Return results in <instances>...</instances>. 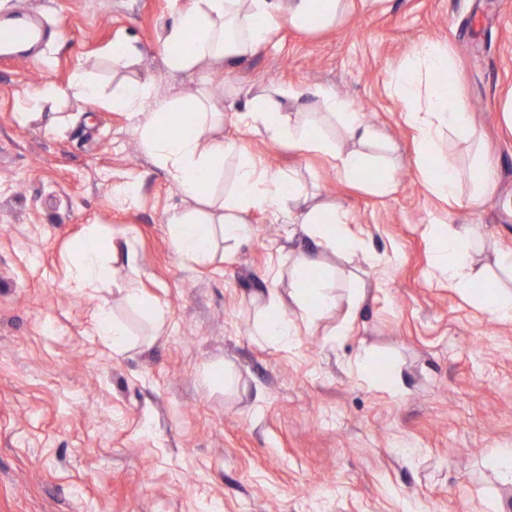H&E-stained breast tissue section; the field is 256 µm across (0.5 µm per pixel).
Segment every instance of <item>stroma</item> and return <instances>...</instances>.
<instances>
[{
    "instance_id": "1",
    "label": "stroma",
    "mask_w": 512,
    "mask_h": 512,
    "mask_svg": "<svg viewBox=\"0 0 512 512\" xmlns=\"http://www.w3.org/2000/svg\"><path fill=\"white\" fill-rule=\"evenodd\" d=\"M40 39L0 61V512H512V486L483 466L512 448V322L432 277L433 224H476L479 262L512 251V0H350L335 26H281L271 45L212 71L167 73L159 36L172 0H0ZM141 50L113 65L112 42ZM425 43L448 49L495 170L476 205L432 195L415 131L387 84ZM105 87L152 80L159 99L199 84L334 91L395 145L392 192L342 180L333 160L273 144L225 113V139L347 213L361 254L340 257L288 214L248 216L240 241L181 259L165 222L180 198L140 149L128 113L60 100L67 124H16L27 89L77 68ZM96 226L113 245L104 296L129 332L122 351L91 331L95 305L69 288L70 255ZM136 262L127 265L124 256ZM335 272L336 312L283 348L258 334L270 293L294 286L279 256ZM364 285L358 310L350 288ZM165 315L155 327L151 308ZM393 365L399 393L349 367Z\"/></svg>"
}]
</instances>
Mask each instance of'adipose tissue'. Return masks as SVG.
<instances>
[{
	"label": "adipose tissue",
	"instance_id": "adipose-tissue-1",
	"mask_svg": "<svg viewBox=\"0 0 512 512\" xmlns=\"http://www.w3.org/2000/svg\"><path fill=\"white\" fill-rule=\"evenodd\" d=\"M345 4L346 0H178L172 24L161 33L163 65L172 74L227 65L267 47L280 25L300 29L334 26ZM451 67L446 47L426 43L406 66L390 73L389 87L402 101L407 123L418 133L419 156L424 160L421 175L429 192L456 202L462 199L459 173L440 147L443 134L452 132L472 145L481 144L482 138L460 87L442 80ZM104 92L92 72L79 68L66 86L45 82L27 91L28 105L16 112L15 120L25 126L42 119L51 126L57 118L40 116L43 103L70 97L94 105ZM111 94L113 107L129 113L141 149L169 171L182 197L183 208L173 211L167 222L171 243L186 260L207 262L215 234L228 241L246 236L250 211L261 209L275 215L283 203L293 208L297 223L305 225L307 233L326 248L351 255L362 249L360 238L335 206L313 201L295 178L258 170L246 149L217 138L215 132L223 125L225 112H234L237 124L271 143L330 156L336 161L337 174L346 181L365 180V173L373 170L376 178L365 181L376 193H387L393 185L390 167L371 153L372 148L386 147V140L350 112L341 97L321 88L314 92L316 102L339 120L342 140L332 139L317 127L305 131L284 122L282 112L298 106L301 95L282 89L247 91L239 102L218 101L201 91L166 101L154 98L152 82L131 80L119 83ZM229 158L235 161L230 190L223 198L208 202V209H201L207 187L222 181ZM431 235L437 251L435 269L449 287L488 306L498 318L511 320L512 288L489 284L485 268L477 264L478 228L435 224ZM287 260L295 276L288 300L298 307L299 316L288 317L284 309L288 300L273 299L264 305L258 329L261 336L283 347L296 342L298 323L315 324L331 315L340 300L327 281L326 264L302 252L288 255ZM111 278L112 268L102 257L97 230L87 228L72 251L69 285L95 291L108 287Z\"/></svg>",
	"mask_w": 512,
	"mask_h": 512
}]
</instances>
